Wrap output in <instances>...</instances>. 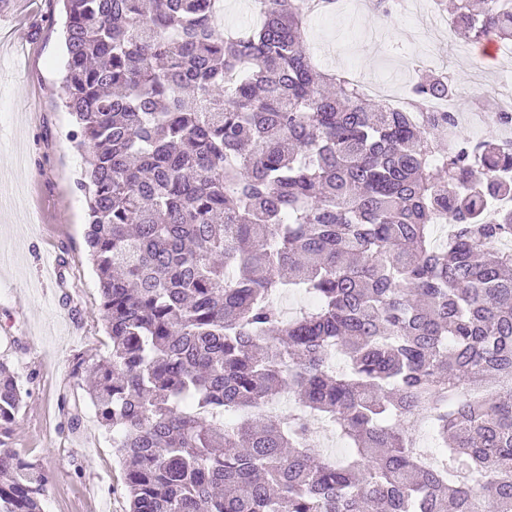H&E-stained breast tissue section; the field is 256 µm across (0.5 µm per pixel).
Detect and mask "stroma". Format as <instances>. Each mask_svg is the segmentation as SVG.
<instances>
[{
    "label": "stroma",
    "instance_id": "obj_1",
    "mask_svg": "<svg viewBox=\"0 0 512 512\" xmlns=\"http://www.w3.org/2000/svg\"><path fill=\"white\" fill-rule=\"evenodd\" d=\"M65 21L60 0H0V359L33 376L8 445L50 474L44 512H126L111 435L71 374L74 357L106 354L108 338L77 187L85 155L71 140L74 125L62 107ZM426 27L421 12L386 19L361 7L353 21L339 15L333 24L309 26L306 38L321 68L342 71L353 63L368 74L389 70L399 89L403 65L388 58L374 33L384 29L395 46ZM428 65L447 71L459 112L469 114L492 92L501 62L447 31ZM49 250L65 260L67 285L45 279ZM78 400L82 420L71 430L66 413Z\"/></svg>",
    "mask_w": 512,
    "mask_h": 512
}]
</instances>
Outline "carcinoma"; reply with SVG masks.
Segmentation results:
<instances>
[{
    "instance_id": "1",
    "label": "carcinoma",
    "mask_w": 512,
    "mask_h": 512,
    "mask_svg": "<svg viewBox=\"0 0 512 512\" xmlns=\"http://www.w3.org/2000/svg\"><path fill=\"white\" fill-rule=\"evenodd\" d=\"M63 2L111 341L72 375L130 512H512V211L490 214L512 152L442 148L458 115L422 107L448 74L392 112L317 65L308 0H250L231 33L224 0ZM435 4L512 42V0ZM294 292L312 305L288 318ZM27 394L1 359L0 512L48 492L6 442Z\"/></svg>"
}]
</instances>
